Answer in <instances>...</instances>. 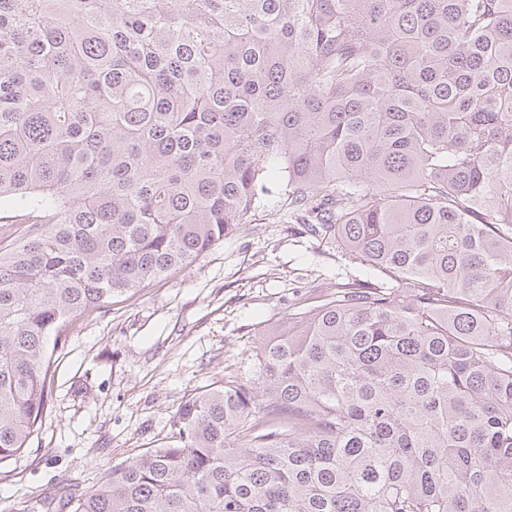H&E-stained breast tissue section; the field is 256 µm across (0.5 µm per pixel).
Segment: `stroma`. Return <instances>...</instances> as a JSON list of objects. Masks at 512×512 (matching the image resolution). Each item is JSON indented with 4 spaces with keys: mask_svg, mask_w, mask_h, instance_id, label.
I'll use <instances>...</instances> for the list:
<instances>
[{
    "mask_svg": "<svg viewBox=\"0 0 512 512\" xmlns=\"http://www.w3.org/2000/svg\"><path fill=\"white\" fill-rule=\"evenodd\" d=\"M368 278L271 194L206 255L113 299L61 340L42 428L0 467V512H42L61 484L89 489L112 466L171 443L189 396L247 378L268 335Z\"/></svg>",
    "mask_w": 512,
    "mask_h": 512,
    "instance_id": "35a3bbf8",
    "label": "stroma"
}]
</instances>
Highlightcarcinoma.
Wrapping results in <instances>:
<instances>
[{"mask_svg":"<svg viewBox=\"0 0 512 512\" xmlns=\"http://www.w3.org/2000/svg\"><path fill=\"white\" fill-rule=\"evenodd\" d=\"M271 183L384 283L45 512H512V0H0V464L49 344Z\"/></svg>","mask_w":512,"mask_h":512,"instance_id":"carcinoma-1","label":"carcinoma"}]
</instances>
